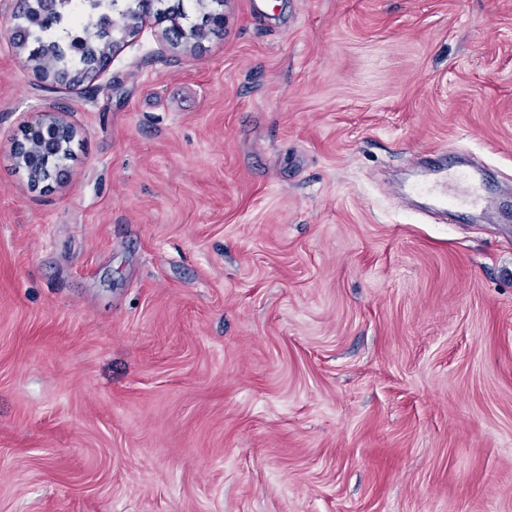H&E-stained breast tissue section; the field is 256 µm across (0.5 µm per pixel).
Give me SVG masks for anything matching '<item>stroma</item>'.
Listing matches in <instances>:
<instances>
[{"mask_svg":"<svg viewBox=\"0 0 512 512\" xmlns=\"http://www.w3.org/2000/svg\"><path fill=\"white\" fill-rule=\"evenodd\" d=\"M222 10L50 88L0 0V512H512V0ZM439 148L500 223L397 204ZM76 130L59 112H43L41 118L29 125L22 139L12 145V154L19 165L24 167L33 187L51 178L42 172L45 160L57 161L64 151L71 148Z\"/></svg>","mask_w":512,"mask_h":512,"instance_id":"1","label":"stroma"}]
</instances>
